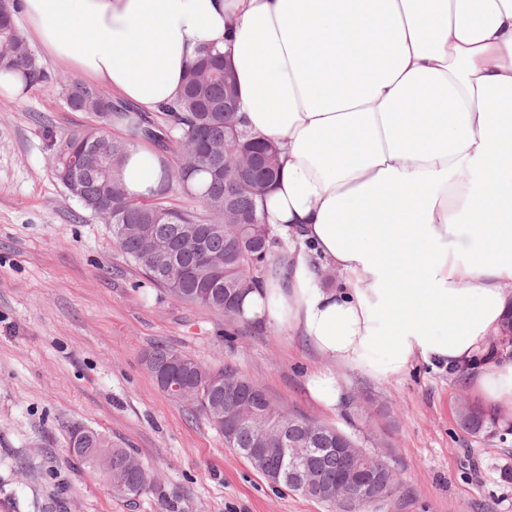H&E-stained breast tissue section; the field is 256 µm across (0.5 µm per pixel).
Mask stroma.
<instances>
[{"mask_svg": "<svg viewBox=\"0 0 512 512\" xmlns=\"http://www.w3.org/2000/svg\"><path fill=\"white\" fill-rule=\"evenodd\" d=\"M50 82L0 95V512H333L277 486L225 446L206 416L162 392L145 364L158 344L200 364H232L286 410L387 446L400 488L378 512H512L507 441L463 431L466 381L414 364L397 380L338 370L347 391L330 411L309 396L324 361L278 327L229 324L175 300L130 263L111 225L57 180L51 138L89 124L48 62ZM103 431L155 477L132 500L69 451L72 427Z\"/></svg>", "mask_w": 512, "mask_h": 512, "instance_id": "35a3bbf8", "label": "stroma"}]
</instances>
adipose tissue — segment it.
<instances>
[{"label":"adipose tissue","mask_w":512,"mask_h":512,"mask_svg":"<svg viewBox=\"0 0 512 512\" xmlns=\"http://www.w3.org/2000/svg\"><path fill=\"white\" fill-rule=\"evenodd\" d=\"M22 36L145 110L178 95L202 48L236 72L248 129L282 150L264 207L287 279L241 317L331 364L308 381L334 409L340 366L377 380L423 361L465 368L512 408V0H19ZM163 166L137 144L130 195Z\"/></svg>","instance_id":"ef3b65f1"}]
</instances>
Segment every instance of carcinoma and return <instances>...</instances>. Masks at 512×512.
Listing matches in <instances>:
<instances>
[{
    "instance_id": "cac0c4a2",
    "label": "carcinoma",
    "mask_w": 512,
    "mask_h": 512,
    "mask_svg": "<svg viewBox=\"0 0 512 512\" xmlns=\"http://www.w3.org/2000/svg\"><path fill=\"white\" fill-rule=\"evenodd\" d=\"M20 41L15 0H0V65L26 68L29 82L35 85L47 81L49 74L43 63L34 65L30 58L17 57ZM227 69L231 65L223 54L213 49L203 51L187 73L179 98L154 113L136 112L130 104L114 101L96 87L63 80L66 105L75 112H84L89 105L98 106V111L109 113L110 129L92 126L75 130L51 144L50 159L58 180L71 172L83 176L86 196L79 200L81 207L112 225L115 243L151 280L181 302L221 313L228 322L239 323V297L288 269V252L259 208V201L277 180L279 149L275 142L241 126L237 113L225 111L228 95L238 96L237 83L229 85L222 78ZM140 142L151 144L162 155L175 156V160L166 165L151 196H126L118 213L100 209L101 184L109 180L113 189L125 188L124 163ZM175 189L190 204L172 205L170 194ZM242 215L250 217L251 223H239ZM196 224L213 226L206 248L219 262L217 277L212 265L197 262L191 252L183 253L182 262L174 264L164 254L149 255L142 249L145 234L161 241L174 240ZM180 355L181 351L166 345H157L149 352V357L159 364ZM212 374L232 381L259 415L274 412L288 426L292 437L301 436L308 426L310 418L283 410L264 388L234 368L225 366ZM461 405L465 416L458 418V423L465 432L489 433L507 440L512 428H499L497 413L475 400H464ZM336 431L338 428L330 427L318 444L324 449L316 460L315 486L319 490L336 485L346 467V458L334 448L347 441L359 444L357 437L346 432L339 436ZM84 448L112 449L113 474L129 477L136 493L154 485V477L145 468L129 469L131 453L112 444L107 434L75 426L69 436L70 452L84 462ZM359 462L384 478L396 476L387 459L375 461L362 456Z\"/></svg>"
}]
</instances>
